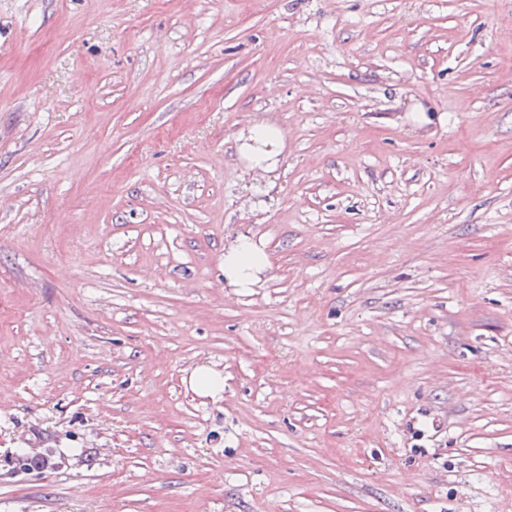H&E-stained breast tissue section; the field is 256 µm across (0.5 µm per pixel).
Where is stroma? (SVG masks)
I'll list each match as a JSON object with an SVG mask.
<instances>
[{
  "mask_svg": "<svg viewBox=\"0 0 512 512\" xmlns=\"http://www.w3.org/2000/svg\"><path fill=\"white\" fill-rule=\"evenodd\" d=\"M510 13L0 0V512H512ZM248 139L251 142L262 140L259 148L246 143L239 146L241 154L252 163L251 168L257 167L260 170L274 168L280 154V132L269 127H256L251 130ZM224 284L245 291L261 281L270 268L268 253L249 235L238 237L224 249ZM189 386L197 394L214 398L224 391V377L209 366H198L189 375Z\"/></svg>",
  "mask_w": 512,
  "mask_h": 512,
  "instance_id": "35a3bbf8",
  "label": "stroma"
}]
</instances>
